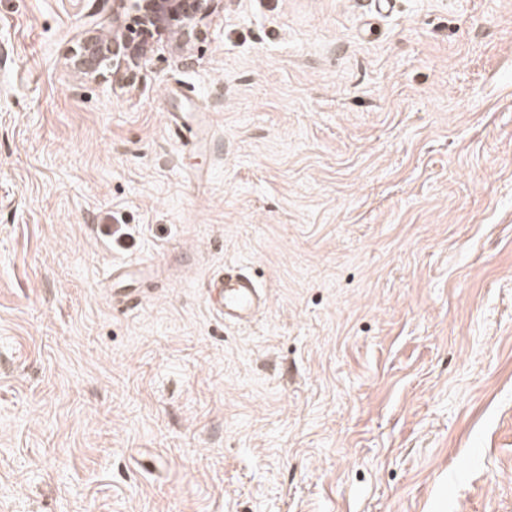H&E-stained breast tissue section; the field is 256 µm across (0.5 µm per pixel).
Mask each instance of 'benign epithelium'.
I'll use <instances>...</instances> for the list:
<instances>
[{
	"instance_id": "1",
	"label": "benign epithelium",
	"mask_w": 512,
	"mask_h": 512,
	"mask_svg": "<svg viewBox=\"0 0 512 512\" xmlns=\"http://www.w3.org/2000/svg\"><path fill=\"white\" fill-rule=\"evenodd\" d=\"M211 0H112L113 20L107 30L88 20L67 58L77 77L111 79L130 86L143 64L161 46L184 50L197 33V23Z\"/></svg>"
}]
</instances>
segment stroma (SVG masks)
<instances>
[{
  "mask_svg": "<svg viewBox=\"0 0 512 512\" xmlns=\"http://www.w3.org/2000/svg\"><path fill=\"white\" fill-rule=\"evenodd\" d=\"M89 14L0 0V512H512V0ZM211 0H113L110 29L89 19L67 58L77 77L130 86L159 46L185 50ZM107 33L106 38L101 35ZM209 288L217 294L219 312L226 323L250 324L266 303L260 285L235 266H225Z\"/></svg>",
  "mask_w": 512,
  "mask_h": 512,
  "instance_id": "obj_1",
  "label": "stroma"
}]
</instances>
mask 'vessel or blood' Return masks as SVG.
Segmentation results:
<instances>
[{
    "label": "vessel or blood",
    "mask_w": 512,
    "mask_h": 512,
    "mask_svg": "<svg viewBox=\"0 0 512 512\" xmlns=\"http://www.w3.org/2000/svg\"><path fill=\"white\" fill-rule=\"evenodd\" d=\"M217 295L219 312L225 322L245 325L253 322L266 303L260 285L235 266L225 267L210 282Z\"/></svg>",
    "instance_id": "b4317fda"
}]
</instances>
